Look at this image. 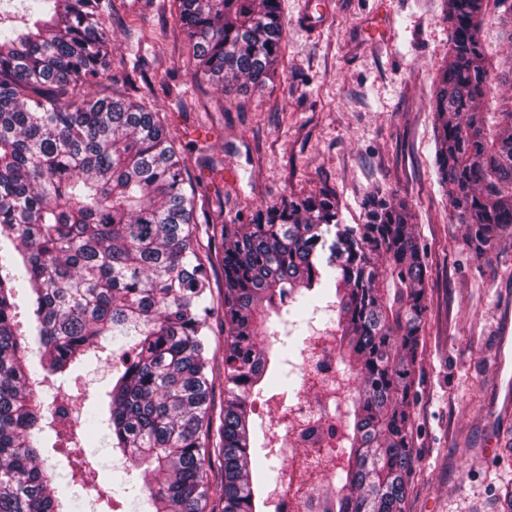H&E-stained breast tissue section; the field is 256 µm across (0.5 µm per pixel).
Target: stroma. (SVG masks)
Masks as SVG:
<instances>
[{
  "label": "stroma",
  "instance_id": "35a3bbf8",
  "mask_svg": "<svg viewBox=\"0 0 512 512\" xmlns=\"http://www.w3.org/2000/svg\"><path fill=\"white\" fill-rule=\"evenodd\" d=\"M446 0H281L286 30L277 73L264 88L222 93L195 77L176 0H112L111 81L161 112L192 178L223 223H247L292 192L333 188L344 223L363 220L372 192L405 201L430 271L415 367L414 471L406 512H498L512 487V451L498 430L512 416V247L473 257L434 168L430 99L448 60ZM315 384L285 394L269 384L252 400V436L280 430ZM86 434L114 512H131L139 472ZM335 459L297 449L259 458L266 484L291 476L334 493Z\"/></svg>",
  "mask_w": 512,
  "mask_h": 512
}]
</instances>
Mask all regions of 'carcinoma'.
<instances>
[{
  "label": "carcinoma",
  "mask_w": 512,
  "mask_h": 512,
  "mask_svg": "<svg viewBox=\"0 0 512 512\" xmlns=\"http://www.w3.org/2000/svg\"><path fill=\"white\" fill-rule=\"evenodd\" d=\"M196 73L230 93L263 88L284 40L280 0H178ZM108 0H0V512H84L41 458L57 428L39 393L122 351L100 406L107 447L141 471L154 512H263L250 399L270 364L268 312L336 313L350 394V448L336 512H405L414 468L411 392L428 266L408 206L379 194L344 224L323 187L201 224L207 200L159 113L127 95L77 93L110 80ZM512 0H447L448 63L431 98L435 167L478 258L512 244V69L483 48ZM224 273L214 303L211 274ZM27 297L29 342L15 299ZM221 321L224 405L214 409L207 336ZM90 467L67 486L96 488ZM211 509H206L207 505Z\"/></svg>",
  "instance_id": "obj_1"
}]
</instances>
